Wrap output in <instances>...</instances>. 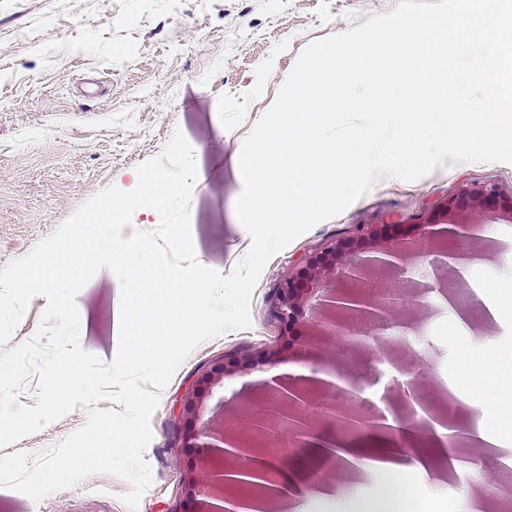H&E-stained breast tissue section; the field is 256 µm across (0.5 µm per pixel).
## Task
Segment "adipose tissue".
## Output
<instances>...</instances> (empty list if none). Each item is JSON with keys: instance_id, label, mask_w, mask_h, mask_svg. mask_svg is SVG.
<instances>
[{"instance_id": "adipose-tissue-1", "label": "adipose tissue", "mask_w": 512, "mask_h": 512, "mask_svg": "<svg viewBox=\"0 0 512 512\" xmlns=\"http://www.w3.org/2000/svg\"><path fill=\"white\" fill-rule=\"evenodd\" d=\"M481 378V383L470 393L471 400L487 406L512 400V348L486 359L481 367ZM447 434V429L438 425L433 435L423 440L415 432L402 428L390 437L375 435L367 443L342 444L334 451L336 458L367 474L372 490L367 495L346 499L326 490H315L308 496L310 512H420L423 499L416 478L437 472L441 458L446 455ZM406 444L415 446V453L405 454L402 447ZM222 467L231 480H244L249 473L272 472L277 476L276 491L296 486L280 458L262 448L252 449L246 459L237 453H228Z\"/></svg>"}]
</instances>
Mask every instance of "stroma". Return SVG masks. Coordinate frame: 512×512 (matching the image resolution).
Returning a JSON list of instances; mask_svg holds the SVG:
<instances>
[{
    "label": "stroma",
    "instance_id": "stroma-1",
    "mask_svg": "<svg viewBox=\"0 0 512 512\" xmlns=\"http://www.w3.org/2000/svg\"><path fill=\"white\" fill-rule=\"evenodd\" d=\"M398 0H0V268L32 251L107 186L128 192L137 168L158 157L182 133L201 160L189 202L190 232L200 264L229 275L248 250L235 202L243 181L239 155L255 123L275 101L299 53L343 33ZM494 186L512 194V164L448 162L414 181L379 177L341 214L324 220L273 255L250 305L251 326L205 341L184 360L159 395L152 440L143 457L151 483L134 512H199L208 499L206 459L189 453L170 424L173 407L205 366L232 353L276 351L282 368H309L312 357L358 375L372 401H359L366 418L384 414L410 427L417 377L432 416L460 436L447 453L455 462L502 456L501 448L470 437L480 421L512 415L505 406L448 410L449 383L469 389L461 368L467 343L489 353L512 346V223L487 225L482 240L458 237L465 269H449L444 244L420 243L422 261L410 275L388 269L368 283L395 292L392 326L372 356L336 333L314 349L310 327L323 322L308 303L300 334L285 344L271 314L282 279L305 259L360 224H420L465 186ZM495 280L507 307L502 320L483 311L479 286ZM79 312L99 322L80 344L102 362L114 361L119 342L121 283L100 269L76 297ZM263 364L211 382L198 414L214 430L244 431L246 413L267 404ZM88 410L61 419L5 447L37 458L81 428ZM131 485L93 474L41 500L0 487V512H133L121 500Z\"/></svg>",
    "mask_w": 512,
    "mask_h": 512
}]
</instances>
